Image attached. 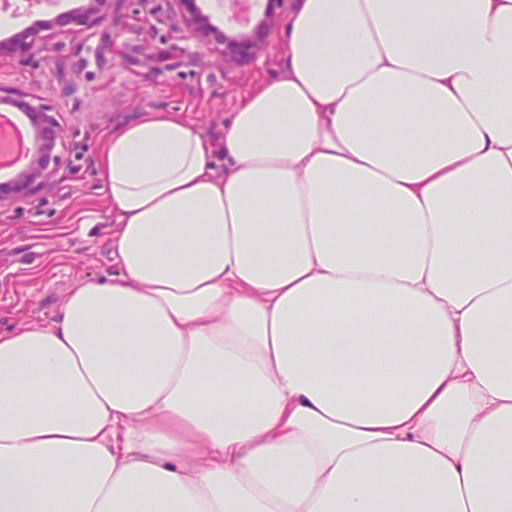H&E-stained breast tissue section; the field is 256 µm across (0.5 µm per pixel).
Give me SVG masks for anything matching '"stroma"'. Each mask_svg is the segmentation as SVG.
<instances>
[{
    "label": "stroma",
    "instance_id": "obj_1",
    "mask_svg": "<svg viewBox=\"0 0 512 512\" xmlns=\"http://www.w3.org/2000/svg\"><path fill=\"white\" fill-rule=\"evenodd\" d=\"M81 4L11 0L0 9V41ZM166 13V0H124L118 25L65 41L53 62L0 61V85L31 92L57 112L66 145L53 195L0 214V333L50 320L80 279L116 272L108 248L115 226L98 175L99 152L114 127L146 112L172 111L216 139L246 94L277 73L281 36L258 61L228 73L209 48L171 30ZM71 81L80 87L77 99L52 93V86Z\"/></svg>",
    "mask_w": 512,
    "mask_h": 512
}]
</instances>
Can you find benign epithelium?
Wrapping results in <instances>:
<instances>
[{"label": "benign epithelium", "instance_id": "7a95c632", "mask_svg": "<svg viewBox=\"0 0 512 512\" xmlns=\"http://www.w3.org/2000/svg\"><path fill=\"white\" fill-rule=\"evenodd\" d=\"M116 0H84L81 13L74 20L63 16L47 19L36 27H26L10 41L0 42V59L20 60L51 53L65 40L82 36L85 31L112 17ZM170 22L188 33L197 43L218 55L224 71L239 70L263 56L273 35L285 24V0H217L222 5L224 25L213 22L206 0H168ZM23 91L7 94L0 89V101L30 118L34 146L25 162L12 177L0 182V213L49 195L61 171L63 145L56 115Z\"/></svg>", "mask_w": 512, "mask_h": 512}]
</instances>
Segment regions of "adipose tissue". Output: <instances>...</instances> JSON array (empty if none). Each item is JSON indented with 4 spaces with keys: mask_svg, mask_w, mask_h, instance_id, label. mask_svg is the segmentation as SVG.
I'll return each mask as SVG.
<instances>
[{
    "mask_svg": "<svg viewBox=\"0 0 512 512\" xmlns=\"http://www.w3.org/2000/svg\"><path fill=\"white\" fill-rule=\"evenodd\" d=\"M283 40L220 144L107 138L117 274L0 335V512H512V0Z\"/></svg>",
    "mask_w": 512,
    "mask_h": 512,
    "instance_id": "1",
    "label": "adipose tissue"
}]
</instances>
